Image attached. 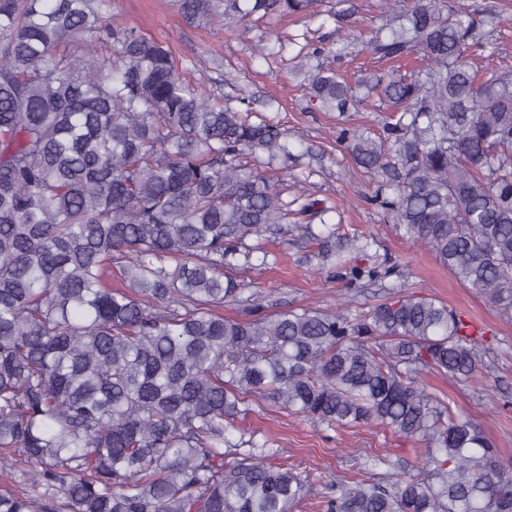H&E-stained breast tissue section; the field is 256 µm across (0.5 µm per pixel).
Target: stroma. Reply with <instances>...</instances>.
I'll return each mask as SVG.
<instances>
[{
  "instance_id": "obj_1",
  "label": "stroma",
  "mask_w": 512,
  "mask_h": 512,
  "mask_svg": "<svg viewBox=\"0 0 512 512\" xmlns=\"http://www.w3.org/2000/svg\"><path fill=\"white\" fill-rule=\"evenodd\" d=\"M107 14L136 34L168 45L180 71L204 91L231 103L250 95L258 116L287 128L292 156L267 174L290 209L315 199L328 209L326 224L369 234L371 246L357 254L355 265H396L410 292L444 302L488 330L491 351L482 383L456 382L435 373L422 375L421 383L454 416L471 419L500 458L512 463V320L464 288L428 249L403 237L374 202L373 177L346 149L332 145V130L342 125L377 137L383 117L379 107L324 111L306 95L305 72L294 67L301 49L331 51L342 39L349 48L338 64L341 71L352 78L362 68L371 76L382 74L388 62L371 59L365 42L386 25L384 0H323L318 16L274 15L244 29L225 28L220 20L209 26L190 24L174 0H110ZM479 35L496 47L494 56L474 55L480 77L512 73V20L493 32L481 29ZM269 250L266 263L247 273L257 283L267 313L307 307L332 311L342 300L366 311L389 297V280L355 282L347 270L320 269L317 244L296 234L270 244ZM246 424L279 448L282 462L327 481L357 474L364 452L411 465L426 453L423 442L377 425L329 429L264 402Z\"/></svg>"
}]
</instances>
